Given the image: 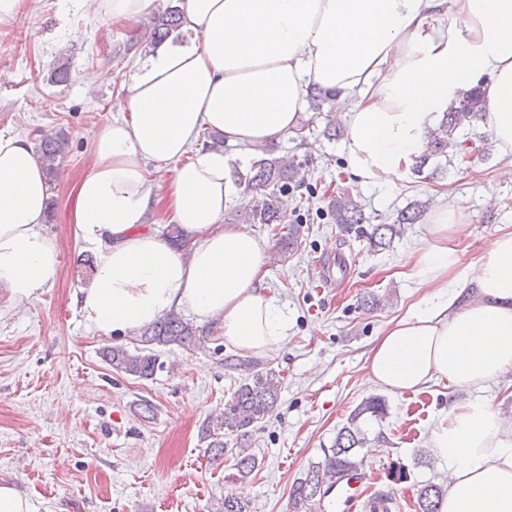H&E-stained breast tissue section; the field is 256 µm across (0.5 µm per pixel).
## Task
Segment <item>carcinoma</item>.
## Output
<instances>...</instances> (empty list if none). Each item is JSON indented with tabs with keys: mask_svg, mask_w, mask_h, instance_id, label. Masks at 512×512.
I'll list each match as a JSON object with an SVG mask.
<instances>
[{
	"mask_svg": "<svg viewBox=\"0 0 512 512\" xmlns=\"http://www.w3.org/2000/svg\"><path fill=\"white\" fill-rule=\"evenodd\" d=\"M180 27L179 9L166 7L165 11L153 18L145 32L148 41L157 45L169 38ZM483 98L480 87H474L453 100L442 112L437 124L426 131V147L412 165L418 174L425 173L432 159L448 157L449 152L467 148L468 139H460V132L466 126H473L482 120ZM69 141L62 134L43 133L35 140L34 149L48 178L53 180L65 154ZM244 181L252 194L251 200L239 213L232 216L234 221L246 224H285L287 215L279 205V195L289 185L304 182L302 165L280 157H262L254 162ZM328 206L332 218L339 224L344 235L352 233L366 238L373 250H383L404 235L406 226L416 223L427 208V202H416L400 211L394 224H371L364 226L366 217L350 196L342 194L330 199ZM299 235L290 232L280 236L276 243L279 261L288 259L297 248ZM143 347L132 351L123 346H112L104 350L103 357L113 371L138 379L152 378L160 368L159 355L153 346H177L193 349L203 335L198 327L177 312L169 313L137 332ZM280 393V380L271 370L252 374L224 404V410L216 420L207 422L202 439L208 441L207 450L213 457L224 456L228 442L234 437L240 441L249 437L255 424L264 420L274 409ZM386 413L385 400L369 397L358 404L348 417L347 425L337 433L331 454L325 460L310 466L305 476L297 479L292 486L291 497L294 508L300 509L313 501L324 484L336 477L360 467L354 449L363 447L365 437L360 420L365 415L381 418ZM442 489L435 484H426L419 493L420 512H436V500Z\"/></svg>",
	"mask_w": 512,
	"mask_h": 512,
	"instance_id": "1",
	"label": "carcinoma"
}]
</instances>
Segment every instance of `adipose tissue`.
Returning a JSON list of instances; mask_svg holds the SVG:
<instances>
[{
  "instance_id": "obj_1",
  "label": "adipose tissue",
  "mask_w": 512,
  "mask_h": 512,
  "mask_svg": "<svg viewBox=\"0 0 512 512\" xmlns=\"http://www.w3.org/2000/svg\"><path fill=\"white\" fill-rule=\"evenodd\" d=\"M180 10L191 43L136 61L76 186L72 222L96 252L80 308L114 334L184 308L251 354L287 336L288 315L263 286L267 244L225 227L224 213L243 198L235 165L309 119V87L336 93L347 164L364 183L401 179L434 113L477 84L484 132L512 151V0H181ZM205 131L244 154L199 146ZM48 199L29 144L0 134V285L19 301L60 273L42 231ZM157 209L186 247L152 230ZM461 218L458 199L443 195L411 255L433 294L370 351L367 376L386 392L435 378L478 389L512 370V231L464 266ZM431 445L446 470L437 512H512V423L488 402L454 403Z\"/></svg>"
}]
</instances>
